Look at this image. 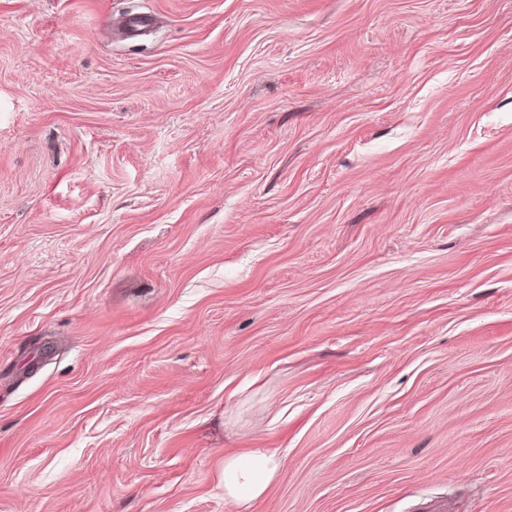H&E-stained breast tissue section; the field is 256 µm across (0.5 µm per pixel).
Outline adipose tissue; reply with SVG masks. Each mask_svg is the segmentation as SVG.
Masks as SVG:
<instances>
[{"instance_id": "obj_1", "label": "adipose tissue", "mask_w": 512, "mask_h": 512, "mask_svg": "<svg viewBox=\"0 0 512 512\" xmlns=\"http://www.w3.org/2000/svg\"><path fill=\"white\" fill-rule=\"evenodd\" d=\"M281 466L280 458L265 448H255L224 459V496L242 512L262 497Z\"/></svg>"}]
</instances>
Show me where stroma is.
I'll return each instance as SVG.
<instances>
[{
	"mask_svg": "<svg viewBox=\"0 0 512 512\" xmlns=\"http://www.w3.org/2000/svg\"><path fill=\"white\" fill-rule=\"evenodd\" d=\"M252 448L248 512H512V0H0V512Z\"/></svg>",
	"mask_w": 512,
	"mask_h": 512,
	"instance_id": "35a3bbf8",
	"label": "stroma"
}]
</instances>
